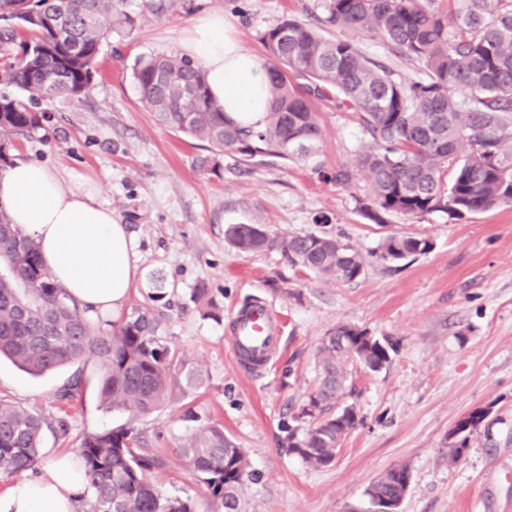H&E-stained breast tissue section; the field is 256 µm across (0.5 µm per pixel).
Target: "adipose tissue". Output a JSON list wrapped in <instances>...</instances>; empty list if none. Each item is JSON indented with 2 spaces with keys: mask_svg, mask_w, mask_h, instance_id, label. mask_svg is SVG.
Returning a JSON list of instances; mask_svg holds the SVG:
<instances>
[{
  "mask_svg": "<svg viewBox=\"0 0 512 512\" xmlns=\"http://www.w3.org/2000/svg\"><path fill=\"white\" fill-rule=\"evenodd\" d=\"M183 49L207 73L218 111L241 126L261 127L268 79L223 14L196 18ZM0 209L41 243L45 268L67 293L91 310L116 312L136 279V253L125 224L81 190H64L56 174L34 162L0 171ZM83 477L62 458L31 482L13 487L6 512H81Z\"/></svg>",
  "mask_w": 512,
  "mask_h": 512,
  "instance_id": "1",
  "label": "adipose tissue"
}]
</instances>
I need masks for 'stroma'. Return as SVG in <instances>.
<instances>
[{"mask_svg":"<svg viewBox=\"0 0 512 512\" xmlns=\"http://www.w3.org/2000/svg\"><path fill=\"white\" fill-rule=\"evenodd\" d=\"M208 12L223 13L260 61L264 32L286 18L333 33L320 25L323 0H176L165 15H145L131 33L103 40L87 92L44 102L42 128L18 139L20 160L49 167L64 188L89 192L126 224L138 270L121 312L155 295L162 334L181 358L167 403L137 419L101 405L95 363L83 367V395L65 405L56 393L73 367L33 377L1 359L0 398L68 424L67 435L45 432L40 465L74 454L84 434L131 426L167 460L162 490L212 512L176 455L191 409L201 423L223 424L246 451L255 474L243 492L247 512H372L367 487L398 465L411 474L399 512H512V206L455 223L439 212L372 223L361 210L371 195L364 177L345 187L314 171L354 167L371 145L360 113L331 102L316 105L323 136L307 160L244 164L229 153L213 174L201 163L206 149L147 112L131 78L137 57L184 58L185 31ZM354 40L396 81L421 77L418 63L380 40ZM233 224H260L274 236L342 235L363 254L364 274L337 284L292 270L275 251L239 252L226 236ZM393 234L427 238L432 248L381 263L376 252ZM276 275L284 285L277 293L269 285ZM200 288L214 316L197 300ZM255 297L284 323L280 352L260 374L237 362L227 336L233 310ZM341 324L390 338L396 349L377 372L349 360L342 402L362 423L332 465L314 468L289 452L284 427L315 384L322 337ZM485 407L489 416L460 444L456 422Z\"/></svg>","mask_w":512,"mask_h":512,"instance_id":"35a3bbf8","label":"stroma"}]
</instances>
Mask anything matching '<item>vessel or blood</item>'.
<instances>
[{"mask_svg": "<svg viewBox=\"0 0 512 512\" xmlns=\"http://www.w3.org/2000/svg\"><path fill=\"white\" fill-rule=\"evenodd\" d=\"M282 333L280 314L268 305L255 303L233 312L228 336L233 353L258 371L279 351Z\"/></svg>", "mask_w": 512, "mask_h": 512, "instance_id": "vessel-or-blood-1", "label": "vessel or blood"}]
</instances>
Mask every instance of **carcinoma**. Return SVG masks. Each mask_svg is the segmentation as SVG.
Returning <instances> with one entry per match:
<instances>
[{
    "mask_svg": "<svg viewBox=\"0 0 512 512\" xmlns=\"http://www.w3.org/2000/svg\"><path fill=\"white\" fill-rule=\"evenodd\" d=\"M0 0V86L25 98L0 94V169L15 159L14 137L42 127L38 105L75 98L98 73L101 41L130 32L145 13L162 15L168 0ZM324 23L380 38L393 52L420 62L425 77L407 84L364 57L348 38H327L307 24L286 19L262 41L269 76V110L260 128L241 127L215 109L202 67L185 59L151 55L131 77L140 101L158 121L209 144L208 162L222 167L224 154L243 163L257 158L308 157L322 136L314 101H334L361 113L373 146L356 168L325 175L340 185L356 172L373 197L362 206L375 224L396 213L412 217L441 212L452 221L512 205V0H325ZM307 83L297 86L291 76ZM451 179H446L448 171ZM231 245L243 252L276 250L288 265L339 284L364 273V257L340 235L270 236L261 224H233ZM431 249L428 239L391 235L376 254L399 263ZM160 321L144 309L103 330L45 269L39 243L0 209V358L32 375L64 366H100L98 396L107 409L134 417L165 402L178 352L159 336ZM388 339L340 325L322 339L317 384L294 425L285 428L289 450L306 464L326 467L360 419L345 407L346 362L357 359L377 371L389 361ZM76 372L58 392L67 402L82 390ZM490 409L460 419L452 434L468 436ZM67 433L27 409L0 399V474L21 475L40 458L44 429ZM80 469L90 493L85 512H195L190 499L168 495L154 481L166 461L145 451L127 428L87 433L79 441ZM204 486L215 512H243L241 492L252 479L249 461L220 424L197 426L177 448ZM407 466L388 470L366 493L375 512L398 502L409 484Z\"/></svg>",
    "mask_w": 512,
    "mask_h": 512,
    "instance_id": "cac0c4a2",
    "label": "carcinoma"
}]
</instances>
